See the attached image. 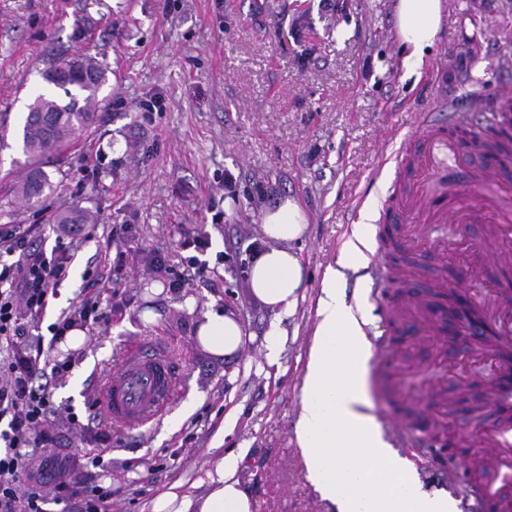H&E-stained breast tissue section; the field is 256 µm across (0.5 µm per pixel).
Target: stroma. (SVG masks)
Masks as SVG:
<instances>
[{"label": "stroma", "instance_id": "1", "mask_svg": "<svg viewBox=\"0 0 512 512\" xmlns=\"http://www.w3.org/2000/svg\"><path fill=\"white\" fill-rule=\"evenodd\" d=\"M396 0H0V225L18 224L54 243L51 215L80 205L97 214L88 238L73 244L68 278L37 332L83 297L89 282L112 279L102 293L109 322L86 330L76 349L55 345L53 356L75 365L57 385L56 406L84 413L99 378L112 374L125 348L156 338L176 361L182 384L169 410L139 430L109 433L101 484L112 492L111 512H149L155 496L176 482L196 491L222 457L243 453L238 477L255 512H331L308 481L296 438L302 385L327 268L338 267L346 302H358L365 326L390 343L393 362L384 382H367L379 401L381 431L425 413L445 418L465 458L455 480L425 464L410 448L399 456L422 490L442 492L467 512L464 484L476 475L481 452L471 442L494 416L470 420L468 405L449 416L436 390L461 395L468 381L445 377L472 341L444 336L433 345L419 317L391 324L389 311L362 298L356 268L339 267L358 225L355 200L380 213L396 181L373 173L393 132L412 127L417 113L439 102L461 112V127L487 129L489 111L469 98L493 101L512 92V0H444L442 29L421 67L408 70L396 33ZM78 54L103 60L110 73L107 104L82 132L75 149L47 159L59 189L41 211L7 214L16 177L25 105L55 62ZM294 197L308 217L298 244L306 286L290 311L273 315L250 294L248 272L263 240L260 217L277 199ZM193 230L210 241L207 266L196 272L180 247ZM491 229L456 230L463 255L439 268L433 253L414 255L406 295L434 288L440 276L457 299L472 300L484 284L500 290L486 305H512V266L468 253ZM166 255L171 274H148L146 259ZM153 310V321L142 318ZM229 310L241 322L240 349L216 357L195 331L209 311ZM282 330L268 358L271 321ZM425 372L426 386L403 404L398 377Z\"/></svg>", "mask_w": 512, "mask_h": 512}]
</instances>
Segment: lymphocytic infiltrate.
<instances>
[{
	"label": "lymphocytic infiltrate",
	"mask_w": 512,
	"mask_h": 512,
	"mask_svg": "<svg viewBox=\"0 0 512 512\" xmlns=\"http://www.w3.org/2000/svg\"><path fill=\"white\" fill-rule=\"evenodd\" d=\"M0 512H45L47 501L67 512H108L110 491L80 492L75 468L54 455L58 439L48 426L54 389L71 359L51 357L34 332L68 276V254L47 255L28 231L0 230Z\"/></svg>",
	"instance_id": "obj_1"
}]
</instances>
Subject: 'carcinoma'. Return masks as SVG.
Listing matches in <instances>:
<instances>
[{"instance_id": "1", "label": "carcinoma", "mask_w": 512, "mask_h": 512, "mask_svg": "<svg viewBox=\"0 0 512 512\" xmlns=\"http://www.w3.org/2000/svg\"><path fill=\"white\" fill-rule=\"evenodd\" d=\"M45 88L28 104L22 129L25 160L15 161L22 174L13 186L11 204L35 209L57 191L43 169V160L76 147L79 134L90 128L106 98L99 97L108 81V68L99 59L79 55L55 64L42 73ZM499 128L488 137V146L512 154V103L503 107ZM55 224H92L96 216L74 205L52 216Z\"/></svg>"}]
</instances>
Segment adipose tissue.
<instances>
[{
  "label": "adipose tissue",
  "mask_w": 512,
  "mask_h": 512,
  "mask_svg": "<svg viewBox=\"0 0 512 512\" xmlns=\"http://www.w3.org/2000/svg\"><path fill=\"white\" fill-rule=\"evenodd\" d=\"M441 19L442 0H398L396 25L406 65L422 64ZM261 221L266 244L250 264L249 286L261 304L287 312L304 286L295 244L308 220L295 199L284 197L263 212ZM323 292L296 424L309 481L336 512H458L448 495L421 490L368 413L370 347L362 319L336 286L335 269H327ZM243 336L240 321L230 313H207L196 331L200 346L214 356L234 352ZM205 483V491L196 495L172 485L153 499L151 512H254L235 462H219Z\"/></svg>",
  "instance_id": "ef3b65f1"
}]
</instances>
